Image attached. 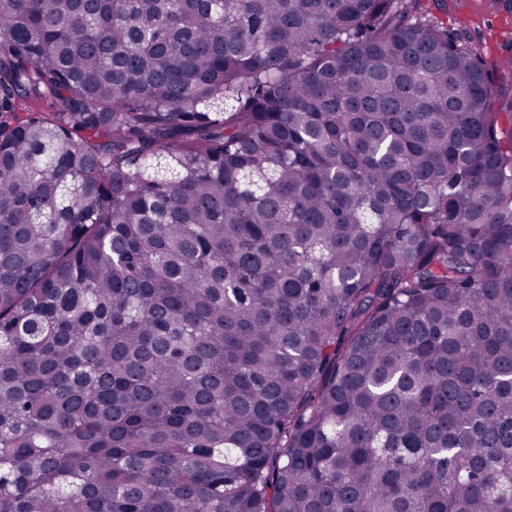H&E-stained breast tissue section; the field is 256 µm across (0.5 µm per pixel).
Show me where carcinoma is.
<instances>
[{"instance_id":"cac0c4a2","label":"carcinoma","mask_w":512,"mask_h":512,"mask_svg":"<svg viewBox=\"0 0 512 512\" xmlns=\"http://www.w3.org/2000/svg\"><path fill=\"white\" fill-rule=\"evenodd\" d=\"M425 0H0V512H512V127Z\"/></svg>"}]
</instances>
